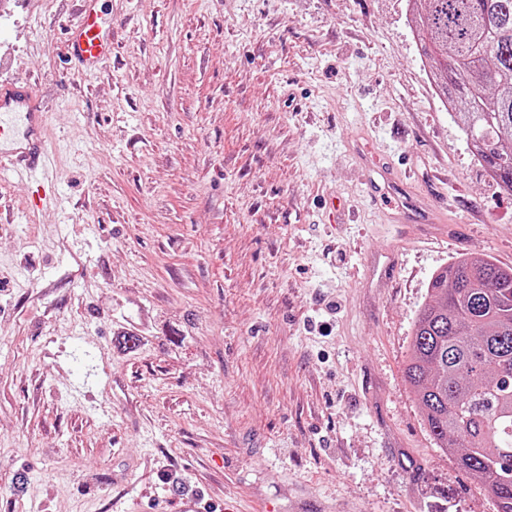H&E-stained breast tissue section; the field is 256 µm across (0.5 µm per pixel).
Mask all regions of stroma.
<instances>
[{"mask_svg": "<svg viewBox=\"0 0 512 512\" xmlns=\"http://www.w3.org/2000/svg\"><path fill=\"white\" fill-rule=\"evenodd\" d=\"M0 0L56 202L0 182V512H494L404 378L432 277L512 267V196L408 0ZM132 330L138 343L118 349ZM81 3L78 22L67 31L68 52L92 68L112 58V29L102 19L99 0Z\"/></svg>", "mask_w": 512, "mask_h": 512, "instance_id": "stroma-1", "label": "stroma"}]
</instances>
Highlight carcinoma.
<instances>
[{"label":"carcinoma","mask_w":512,"mask_h":512,"mask_svg":"<svg viewBox=\"0 0 512 512\" xmlns=\"http://www.w3.org/2000/svg\"><path fill=\"white\" fill-rule=\"evenodd\" d=\"M411 23L464 138L512 195V0H424ZM404 375L438 447L512 512V268L465 255L438 272Z\"/></svg>","instance_id":"cac0c4a2"}]
</instances>
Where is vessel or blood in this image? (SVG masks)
I'll return each instance as SVG.
<instances>
[{
    "mask_svg": "<svg viewBox=\"0 0 512 512\" xmlns=\"http://www.w3.org/2000/svg\"><path fill=\"white\" fill-rule=\"evenodd\" d=\"M80 18L67 32V48L88 67L112 56V31L102 19L99 0H80ZM47 115L31 89L0 82V181L48 176L52 147Z\"/></svg>",
    "mask_w": 512,
    "mask_h": 512,
    "instance_id": "obj_1",
    "label": "vessel or blood"
}]
</instances>
